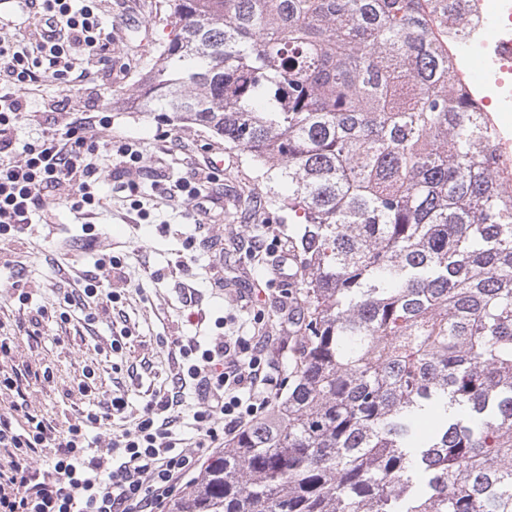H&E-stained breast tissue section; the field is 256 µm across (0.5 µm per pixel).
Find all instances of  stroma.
Segmentation results:
<instances>
[{"instance_id": "1", "label": "stroma", "mask_w": 512, "mask_h": 512, "mask_svg": "<svg viewBox=\"0 0 512 512\" xmlns=\"http://www.w3.org/2000/svg\"><path fill=\"white\" fill-rule=\"evenodd\" d=\"M156 0H98L97 13L111 30V69L72 72L69 84L45 79L26 96L29 117L14 132L17 145L63 128L67 113L55 104L70 96L79 110L111 116V125L93 130L99 142H135L143 150L138 187L126 188L121 168L112 169L104 197L92 211H77L64 201L48 199L45 217L36 221L22 242L0 241V325H29L38 308L53 315L40 335H19L12 362L0 364L51 367L52 382H32L28 402L46 418L60 422L80 410L105 412L104 398L125 395L127 417H134L155 392L170 389L183 360L178 341H206L216 336H246L263 344L280 367H287L288 343L278 331L280 289L271 287L270 260H257L247 242L270 231L287 236L288 227L267 204L266 188L256 169L239 152L199 125L169 123L135 111L132 102L140 85V60L152 58L166 40L170 25L157 14ZM221 162L211 194L217 207L197 213L193 198L169 200L168 181L191 179L208 160ZM95 225L110 252L84 248V225ZM207 240L197 243V225ZM195 261L181 265L186 254ZM120 260L126 277L113 280V305L90 303L68 323L57 320L63 296L79 276L99 275L106 257ZM25 266L29 298L19 301L8 288L14 261ZM250 297L242 306V297ZM119 351H111L112 340ZM94 375L80 389L83 368Z\"/></svg>"}]
</instances>
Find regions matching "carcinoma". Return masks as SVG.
I'll return each instance as SVG.
<instances>
[{
	"label": "carcinoma",
	"mask_w": 512,
	"mask_h": 512,
	"mask_svg": "<svg viewBox=\"0 0 512 512\" xmlns=\"http://www.w3.org/2000/svg\"><path fill=\"white\" fill-rule=\"evenodd\" d=\"M433 2L156 3L138 111L302 219L286 391L167 512H512V191Z\"/></svg>",
	"instance_id": "cac0c4a2"
}]
</instances>
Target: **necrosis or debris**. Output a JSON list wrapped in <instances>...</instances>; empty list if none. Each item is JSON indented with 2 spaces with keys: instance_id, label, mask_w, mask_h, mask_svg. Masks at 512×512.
I'll return each instance as SVG.
<instances>
[{
  "instance_id": "obj_1",
  "label": "necrosis or debris",
  "mask_w": 512,
  "mask_h": 512,
  "mask_svg": "<svg viewBox=\"0 0 512 512\" xmlns=\"http://www.w3.org/2000/svg\"><path fill=\"white\" fill-rule=\"evenodd\" d=\"M432 19L448 32L455 79L476 97L479 116L497 134L494 113L512 112V0H448Z\"/></svg>"
}]
</instances>
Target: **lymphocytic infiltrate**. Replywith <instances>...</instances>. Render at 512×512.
<instances>
[{
	"mask_svg": "<svg viewBox=\"0 0 512 512\" xmlns=\"http://www.w3.org/2000/svg\"><path fill=\"white\" fill-rule=\"evenodd\" d=\"M31 5L40 28L22 44L0 40V73L7 78L0 85V237L28 233L52 194L78 210L99 205L105 177L91 161L94 154L117 152L132 168L143 159L132 144L115 148L94 140L97 118L88 113L16 150L12 133L30 85L48 77L68 83L79 58L96 66L112 62V35L100 22L96 0ZM178 351L184 365L177 389L154 396L130 420L123 419L126 402L116 393L104 413L54 423L29 407L23 382L31 368L0 372V388L18 397L9 413H0V448L8 453L0 469V512H162L204 458L271 406L280 373L261 346H248L240 336L222 337L203 350L182 343ZM180 406L196 426L189 440L174 427ZM112 418L117 424L110 441L96 447L90 428ZM41 448L53 454L36 468L30 458Z\"/></svg>",
	"mask_w": 512,
	"mask_h": 512,
	"instance_id": "f902f5d3",
	"label": "lymphocytic infiltrate"
}]
</instances>
